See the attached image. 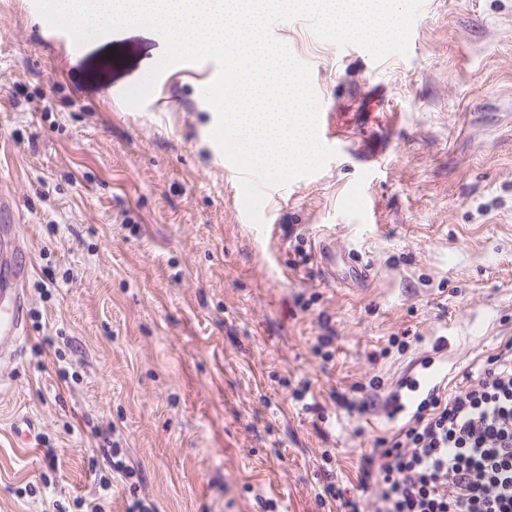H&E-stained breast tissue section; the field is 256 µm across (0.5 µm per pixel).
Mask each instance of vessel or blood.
Wrapping results in <instances>:
<instances>
[{
    "instance_id": "b4317fda",
    "label": "vessel or blood",
    "mask_w": 512,
    "mask_h": 512,
    "mask_svg": "<svg viewBox=\"0 0 512 512\" xmlns=\"http://www.w3.org/2000/svg\"><path fill=\"white\" fill-rule=\"evenodd\" d=\"M215 62L185 63L168 68L171 76L191 75L198 84L205 82L216 71ZM332 112L328 103H321L319 134L325 145L334 150L336 157L347 151L345 140L332 129ZM0 243L11 253L10 259L0 265V356H15L26 333L27 302L25 285L29 266L21 246L15 220V206L11 198L0 195ZM324 282L330 286L354 287L367 283L370 270L351 256H337L333 232L319 234L315 246Z\"/></svg>"
}]
</instances>
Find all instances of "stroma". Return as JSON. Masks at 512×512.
<instances>
[{"label":"stroma","mask_w":512,"mask_h":512,"mask_svg":"<svg viewBox=\"0 0 512 512\" xmlns=\"http://www.w3.org/2000/svg\"><path fill=\"white\" fill-rule=\"evenodd\" d=\"M278 40L308 64L345 156L289 183L257 236L187 80L175 100L123 92L163 50L133 28L72 53L35 0H0V192L16 203L30 274L20 352L0 359V512H327V483L356 492L361 455L406 420L337 404L448 358L454 390L512 339V0H426L407 56L373 60ZM406 115L370 184L388 110ZM369 266L365 290L325 285L313 239ZM334 332L330 360L315 346ZM38 423L15 444L19 415ZM133 469L112 472L104 449ZM108 477L111 489L100 479Z\"/></svg>","instance_id":"obj_1"}]
</instances>
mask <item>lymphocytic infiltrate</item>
Wrapping results in <instances>:
<instances>
[{
    "label": "lymphocytic infiltrate",
    "instance_id": "f902f5d3",
    "mask_svg": "<svg viewBox=\"0 0 512 512\" xmlns=\"http://www.w3.org/2000/svg\"><path fill=\"white\" fill-rule=\"evenodd\" d=\"M374 485L378 495L365 501ZM359 487L350 496L329 483L322 495L336 512H512V340L370 448Z\"/></svg>",
    "mask_w": 512,
    "mask_h": 512
}]
</instances>
